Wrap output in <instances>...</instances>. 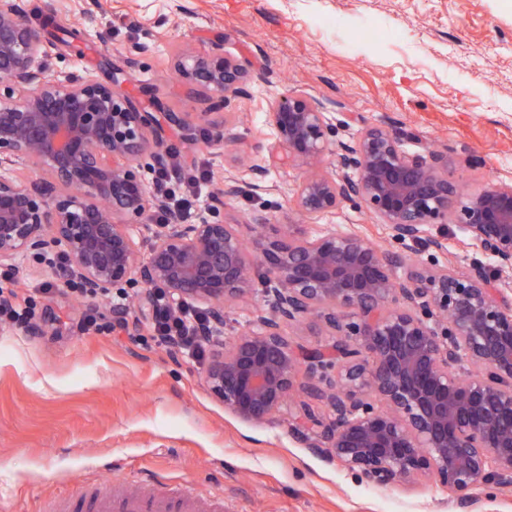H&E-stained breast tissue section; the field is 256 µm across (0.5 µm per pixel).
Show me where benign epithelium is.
Here are the masks:
<instances>
[{"label":"benign epithelium","instance_id":"1","mask_svg":"<svg viewBox=\"0 0 512 512\" xmlns=\"http://www.w3.org/2000/svg\"><path fill=\"white\" fill-rule=\"evenodd\" d=\"M26 15L25 0H0V265L56 253L64 265L47 268L64 288L102 297L140 284L146 306L156 287L178 307L204 306L197 335L213 350L205 378L224 407L247 423L273 421L304 365L303 389L333 417L324 424L305 404L295 430L314 454L376 486L430 479L463 506L482 484L512 487V184L462 193L448 155L409 151L379 125L338 141L322 104L293 93L268 103L276 149L269 165L249 169L248 187L267 190L271 166L305 167L300 215L315 222L359 200L401 250L336 229L263 234L250 245L220 219L239 193L228 179L195 220L146 225L144 255L134 225L163 203L138 170L164 164L159 119L120 90L119 68L106 80L53 70L55 44ZM174 71L225 109L267 82L221 48L183 51ZM241 139L227 118L207 135L226 146ZM436 224L489 265L467 275L424 267L416 256L448 250ZM253 251L265 313L228 342L224 308L254 294ZM314 312L332 343L293 350L283 326Z\"/></svg>","mask_w":512,"mask_h":512}]
</instances>
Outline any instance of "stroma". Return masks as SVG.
Masks as SVG:
<instances>
[{
	"label": "stroma",
	"instance_id": "obj_1",
	"mask_svg": "<svg viewBox=\"0 0 512 512\" xmlns=\"http://www.w3.org/2000/svg\"><path fill=\"white\" fill-rule=\"evenodd\" d=\"M49 16L55 69L122 68V91L154 86L165 109L188 115L189 132L167 135V162L183 176L206 171L195 209L220 175L243 177L237 156L264 163L275 145L267 102L294 92L335 113L340 139L390 126L407 149L446 152L465 188L512 182V0H29L31 26ZM219 46L269 76L228 111L243 136L233 153L204 143L228 112L172 69L177 50ZM303 177L271 170L268 191L243 189L225 223L249 238L262 215L286 232L301 221L292 200ZM317 226L391 243L358 202ZM88 306L61 288L38 300L29 327L0 323V512H60L139 478L157 494L223 500V512H512V488L493 483L465 508L429 482L375 486L313 454L293 408L262 426L231 414L205 363L154 344L150 317L98 333L85 328Z\"/></svg>",
	"mask_w": 512,
	"mask_h": 512
}]
</instances>
